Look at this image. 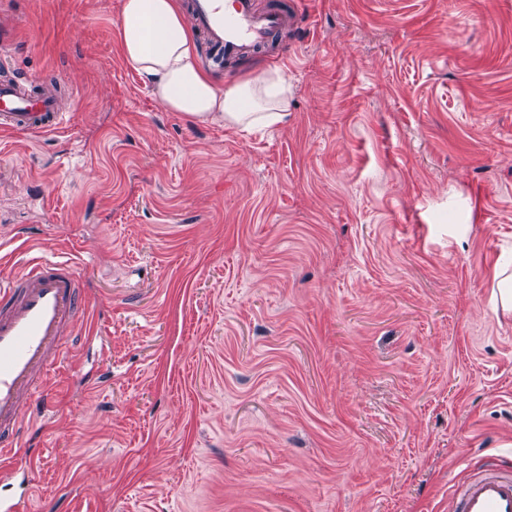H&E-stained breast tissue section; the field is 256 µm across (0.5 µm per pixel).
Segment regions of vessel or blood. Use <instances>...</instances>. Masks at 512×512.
I'll list each match as a JSON object with an SVG mask.
<instances>
[{"label": "vessel or blood", "mask_w": 512, "mask_h": 512, "mask_svg": "<svg viewBox=\"0 0 512 512\" xmlns=\"http://www.w3.org/2000/svg\"><path fill=\"white\" fill-rule=\"evenodd\" d=\"M193 19L216 60L234 58L273 43L284 23L278 11L257 9L256 0H193ZM64 121L53 97L31 80L0 82V130L44 133ZM84 281L73 264L33 257L17 272L0 273V483L25 471L14 455L24 431L23 405L47 397L59 372L60 350L87 313ZM453 512H512V468L489 464L457 484Z\"/></svg>", "instance_id": "obj_1"}]
</instances>
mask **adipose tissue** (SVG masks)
Listing matches in <instances>:
<instances>
[{
  "label": "adipose tissue",
  "mask_w": 512,
  "mask_h": 512,
  "mask_svg": "<svg viewBox=\"0 0 512 512\" xmlns=\"http://www.w3.org/2000/svg\"><path fill=\"white\" fill-rule=\"evenodd\" d=\"M117 34L126 63L150 84L166 111L237 130L288 118L291 88L281 68L225 88L217 84L199 62L182 0H121Z\"/></svg>",
  "instance_id": "1"
}]
</instances>
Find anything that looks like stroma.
<instances>
[{"label":"stroma","instance_id":"stroma-1","mask_svg":"<svg viewBox=\"0 0 512 512\" xmlns=\"http://www.w3.org/2000/svg\"><path fill=\"white\" fill-rule=\"evenodd\" d=\"M286 124L165 111L121 0H0V260L74 263L89 312L21 450L28 512H451L512 463V0H282ZM33 80L0 82V130L44 133L58 129L64 113ZM493 279L496 281L497 310L504 314L512 313V263H499L495 269Z\"/></svg>","mask_w":512,"mask_h":512}]
</instances>
